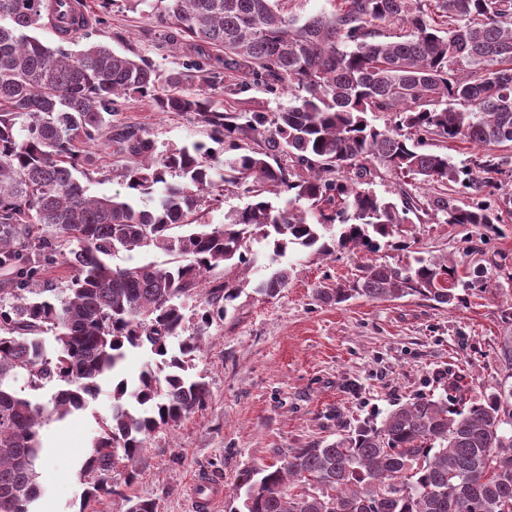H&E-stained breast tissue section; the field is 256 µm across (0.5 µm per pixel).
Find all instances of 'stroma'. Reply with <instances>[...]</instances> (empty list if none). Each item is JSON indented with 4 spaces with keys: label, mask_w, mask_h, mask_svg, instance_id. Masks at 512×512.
Listing matches in <instances>:
<instances>
[{
    "label": "stroma",
    "mask_w": 512,
    "mask_h": 512,
    "mask_svg": "<svg viewBox=\"0 0 512 512\" xmlns=\"http://www.w3.org/2000/svg\"><path fill=\"white\" fill-rule=\"evenodd\" d=\"M94 18L93 41L117 51L131 50L164 75L188 73L199 56L190 46L163 43V24L129 0L102 8L86 0ZM152 138L158 149L211 142L194 115L155 111L148 99L127 97L116 116ZM129 160L118 146L96 151L99 168L94 195L121 188ZM409 251L390 246L336 255L294 257L288 287L273 297L255 294L253 284L267 273L265 242H253L250 269L217 268L211 283L245 278L244 288L193 361V372L210 389L205 409L173 429L156 431L132 467L137 477L125 486V465L112 473L114 493L84 500L95 477L85 469L97 435V421L112 405L111 382L74 415L47 420L40 430L39 512H123L122 491L156 500L159 512H195L192 493L199 479L224 484L214 512H238L234 496L239 474L278 462L289 449L335 440L362 421L381 422L395 404L419 393L440 392L449 372L466 369L481 390L493 391L500 378L497 354L512 336V214L499 234L482 238L478 229L424 220L404 225ZM451 257L461 270L486 267L497 291L473 293L455 307L416 296L344 303L317 299L320 288L353 278L364 264H394L407 253Z\"/></svg>",
    "instance_id": "1"
}]
</instances>
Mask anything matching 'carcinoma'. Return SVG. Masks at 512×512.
<instances>
[{
    "label": "carcinoma",
    "instance_id": "cac0c4a2",
    "mask_svg": "<svg viewBox=\"0 0 512 512\" xmlns=\"http://www.w3.org/2000/svg\"><path fill=\"white\" fill-rule=\"evenodd\" d=\"M148 5L167 31L203 52L197 89L183 74L165 78L140 56L88 38L83 0L59 3L73 34L50 47L46 0H0V512H30L38 497L39 432L97 398L125 349L160 358L134 385L112 377V410L101 418L86 469L97 475L90 500L112 492L116 464L131 462L150 436L203 409L205 381L190 373L211 325L224 318L243 282L202 288L224 265L248 268L258 237L275 267L254 290L288 287L289 252L322 256L374 250L430 212L445 224L491 228L512 210L496 176L512 159L492 153L512 142V0H341L303 18L281 0H133ZM401 20L408 34L376 39ZM290 104L276 112L221 110V74ZM150 98L161 112H191L232 154L220 160L202 143L158 150L135 130L112 133L121 99ZM388 113L381 127L368 114ZM120 144L134 160L124 191L94 196L90 148ZM250 140L252 147L240 142ZM467 141L487 152L456 164L429 142ZM399 179L398 199L370 188L373 169ZM351 176H343V172ZM249 202L219 225L203 224V204L218 201L216 181ZM444 190L421 199L408 181ZM457 186L470 202L448 194ZM156 250L164 263L115 265L120 252ZM61 261L74 270L64 288L41 279ZM495 291L487 269L460 275L453 260L419 258L368 264L317 297H422L456 305L464 293ZM202 296L185 335L184 302ZM503 377L474 397L453 373L439 394L399 404L380 424L365 423L324 446L290 448L279 462L239 475L243 512H512V340L497 355ZM56 387L48 402L14 383ZM124 512H158V502L124 495Z\"/></svg>",
    "mask_w": 512,
    "mask_h": 512
}]
</instances>
